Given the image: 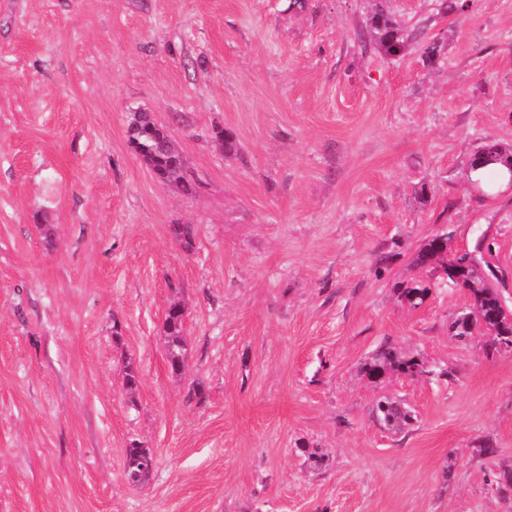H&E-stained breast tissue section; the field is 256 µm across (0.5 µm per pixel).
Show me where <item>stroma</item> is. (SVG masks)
<instances>
[{
    "mask_svg": "<svg viewBox=\"0 0 512 512\" xmlns=\"http://www.w3.org/2000/svg\"><path fill=\"white\" fill-rule=\"evenodd\" d=\"M435 4L0 0V512H512V348L456 336L468 291L417 262L484 241L512 311V190L466 179L512 145V0ZM379 8L437 64L364 48ZM136 112L193 195L131 150ZM383 349L422 373L369 378ZM184 317L185 315L175 308L168 310L165 317V344L169 369L173 375H180L185 364ZM376 416L387 426L407 424L411 416L405 407L390 399H381L376 403ZM155 464L154 453L150 448H140L136 444L126 448L125 468L128 476L133 478L132 483L146 478L154 469Z\"/></svg>",
    "mask_w": 512,
    "mask_h": 512,
    "instance_id": "35a3bbf8",
    "label": "stroma"
}]
</instances>
